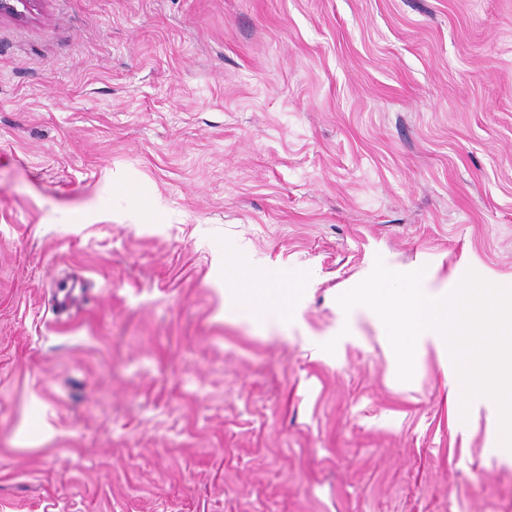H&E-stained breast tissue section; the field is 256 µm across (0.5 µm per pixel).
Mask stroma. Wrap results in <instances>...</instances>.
Instances as JSON below:
<instances>
[{"instance_id":"stroma-1","label":"stroma","mask_w":512,"mask_h":512,"mask_svg":"<svg viewBox=\"0 0 512 512\" xmlns=\"http://www.w3.org/2000/svg\"><path fill=\"white\" fill-rule=\"evenodd\" d=\"M379 257L512 281V0L0 19V512H512L495 402L337 306ZM235 284H243L251 289L253 304L258 312L263 308V300L269 289L277 288L282 295V303L278 313L279 318L285 317L288 312L297 306L302 291V281L299 278L284 279L277 282L270 281L259 262L240 267L231 278L225 275V291L226 288H235Z\"/></svg>"}]
</instances>
